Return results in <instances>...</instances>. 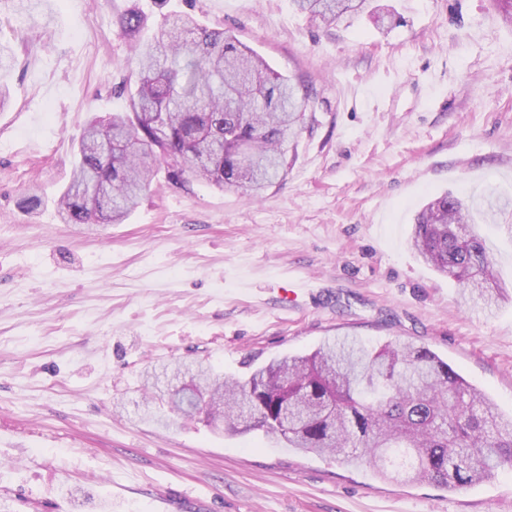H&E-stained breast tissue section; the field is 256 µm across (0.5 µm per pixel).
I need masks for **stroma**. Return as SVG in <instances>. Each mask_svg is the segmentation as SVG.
Segmentation results:
<instances>
[{"label": "stroma", "mask_w": 512, "mask_h": 512, "mask_svg": "<svg viewBox=\"0 0 512 512\" xmlns=\"http://www.w3.org/2000/svg\"><path fill=\"white\" fill-rule=\"evenodd\" d=\"M327 27L291 0H0V512H512V469L461 490L379 480L332 455L171 413L143 375H248L329 336L428 347L512 411V237L480 223L507 288L491 315L412 250L450 191L512 199V24L493 0H372ZM192 15L306 89L288 173L251 199L159 170L123 223H64L88 119L127 111L138 13ZM43 200L27 205L29 196Z\"/></svg>", "instance_id": "stroma-1"}]
</instances>
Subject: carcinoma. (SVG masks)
<instances>
[{
	"instance_id": "obj_1",
	"label": "carcinoma",
	"mask_w": 512,
	"mask_h": 512,
	"mask_svg": "<svg viewBox=\"0 0 512 512\" xmlns=\"http://www.w3.org/2000/svg\"><path fill=\"white\" fill-rule=\"evenodd\" d=\"M371 0H292L331 25L363 13ZM120 30L136 35L130 12ZM138 78L128 112L87 123L70 184L58 198L67 224H120L160 165L169 178H195L257 197L287 173L288 148L305 120L308 94L231 33L186 13L165 16L135 46ZM490 216L512 201L482 197ZM412 247L451 278L473 308L502 296L474 212L451 192L416 219ZM209 416L236 435L257 430L283 448L338 457L384 480L464 489L512 468V415L424 346L381 347L345 336L312 352L284 356L245 379L210 365L196 370Z\"/></svg>"
}]
</instances>
